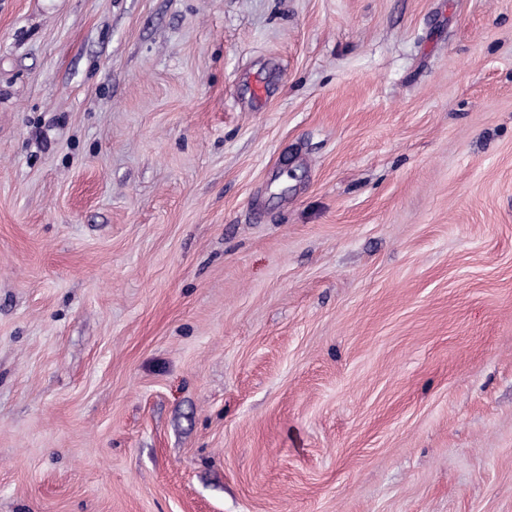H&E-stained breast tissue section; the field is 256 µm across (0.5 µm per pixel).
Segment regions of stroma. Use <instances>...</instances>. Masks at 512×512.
<instances>
[{
  "label": "stroma",
  "instance_id": "obj_1",
  "mask_svg": "<svg viewBox=\"0 0 512 512\" xmlns=\"http://www.w3.org/2000/svg\"><path fill=\"white\" fill-rule=\"evenodd\" d=\"M0 512H512V0H0Z\"/></svg>",
  "mask_w": 512,
  "mask_h": 512
}]
</instances>
